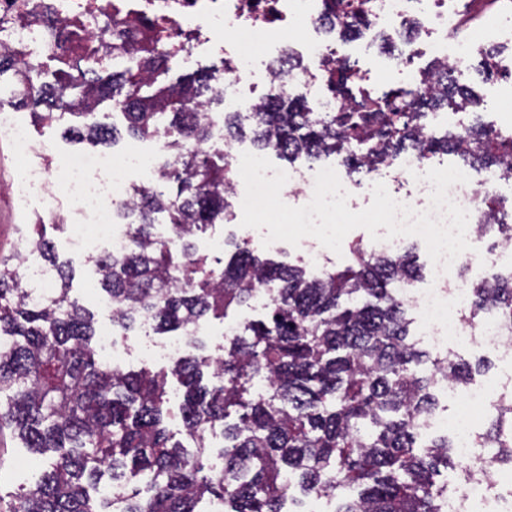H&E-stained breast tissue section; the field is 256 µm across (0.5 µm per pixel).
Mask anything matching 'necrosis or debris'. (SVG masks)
<instances>
[{"label":"necrosis or debris","mask_w":512,"mask_h":512,"mask_svg":"<svg viewBox=\"0 0 512 512\" xmlns=\"http://www.w3.org/2000/svg\"><path fill=\"white\" fill-rule=\"evenodd\" d=\"M321 0H0V47L9 50L19 62L56 61L65 54L80 59H95L111 66V56L101 53L99 35L105 23L118 22L126 41L141 39V24L174 30L178 38L173 47L179 55L192 57L206 48H219L234 63L219 81V88L230 109L243 112L256 100L244 96L241 87L261 82L267 95L304 98L317 116L335 111L338 103L327 88L325 68L335 59L331 41L321 17ZM368 19L362 24L359 55L372 54L374 32L397 30L399 23L417 22L419 33L401 53L397 71H404L415 60L429 57L460 75L471 66L476 43L467 36L449 39L448 29L459 18L458 0H370ZM294 26L302 37L291 46L278 40L279 26ZM249 43L265 48L274 60L290 51L304 63L288 74L277 73L273 62L256 71L251 56L242 51ZM0 134L10 137L21 151L25 166L26 194L40 196L46 209H54L51 170L38 163L47 152L44 144H34L27 129L0 113ZM166 156L164 138L154 140L150 150L132 145L120 155L87 153L67 163L66 189L71 202L74 226L70 232L71 250L79 255L101 252L124 255L131 246L127 225L119 221L121 206L130 199V189L140 178L152 177ZM440 156L404 153L386 161L365 158L358 169L335 163L334 169L348 194H357L385 180L404 188L401 203L418 211L430 207L432 186L424 180L426 171L445 166ZM469 180L449 188L450 197L468 211L466 236L471 245L466 257L478 278H512V263L501 255L512 254V244L491 241L482 232L486 211L485 195L497 193L501 182L512 179V170L472 171ZM470 294L462 283L450 282L442 268L429 266L428 285L404 287L398 295L420 319L423 335L434 348L448 350L464 345L512 360V326L489 318L481 328L470 327L460 316V306ZM447 396H459L464 413L455 417L434 412L422 428L423 437L448 430L452 433L455 455L478 464L480 476L459 483L444 504V512H512V468L502 469L492 450L477 443L475 413L491 409L497 397L488 387L472 386L456 394L446 385Z\"/></svg>","instance_id":"1"}]
</instances>
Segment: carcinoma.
I'll return each instance as SVG.
<instances>
[{
    "label": "carcinoma",
    "instance_id": "obj_1",
    "mask_svg": "<svg viewBox=\"0 0 512 512\" xmlns=\"http://www.w3.org/2000/svg\"><path fill=\"white\" fill-rule=\"evenodd\" d=\"M325 2L327 14L341 20L340 37H354L365 0ZM149 29L150 43L125 50V61L112 59L105 78L90 67L79 82L62 66L50 84L38 63L20 66L1 50L0 77L11 73L12 103L32 109L38 122L50 124L62 110L85 120L77 128L82 141H115V126L86 122L104 101L123 116L131 138H167L168 161L121 208L131 249L94 258L120 335L143 310L155 331L185 334L208 316L228 318L263 284L274 285L271 300L264 318L225 335L223 357L205 354L192 338L171 370L130 371L95 358L93 317L70 299L72 266L58 261L50 240L28 238L17 256L37 253L54 272L55 293L41 300L32 299L21 264L1 257L0 431L50 456L40 480L7 512H198L206 500L224 502V512H284L299 493L338 499L333 512H442L448 482L436 477L467 473L472 464L454 455L448 438L422 439L421 423L435 409L434 388L469 384L487 359L472 364L452 352L432 358L410 338L395 294L420 276L408 249L383 256L356 244L352 265L318 276L262 260L245 241L220 271L197 253L192 237L224 221L236 176L224 153L205 148V113L224 103L215 87L219 71L158 85L174 58L160 48L163 32ZM327 79L341 109L323 119L312 117L300 97L255 107L250 122L260 149L290 161L337 153L358 162L352 132L360 129L378 159L416 149L486 168L507 165L505 144L476 124L424 138L425 113L480 105L443 66L382 96L353 90L357 77L348 67H328ZM486 209L494 223L485 232L512 239L499 198L488 197ZM159 214L170 225L166 238L153 232ZM483 316L512 321V281L472 285L465 318L473 324ZM426 362L431 369L424 372ZM209 374L222 384L205 383ZM171 375L184 387L178 410L192 448L166 426ZM256 378L263 389H254ZM232 413L237 421L226 422ZM219 426L224 467L216 469L208 458L210 433ZM479 442L512 463V401L499 407ZM103 466L125 489L118 501L97 493Z\"/></svg>",
    "mask_w": 512,
    "mask_h": 512
}]
</instances>
